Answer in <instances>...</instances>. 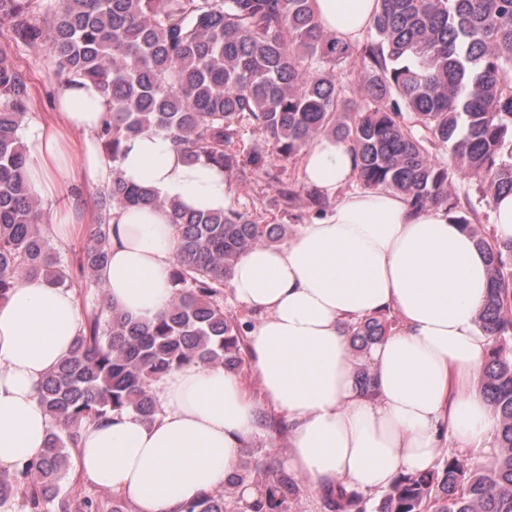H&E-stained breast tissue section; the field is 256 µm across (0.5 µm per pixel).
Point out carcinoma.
<instances>
[{"instance_id":"cac0c4a2","label":"carcinoma","mask_w":512,"mask_h":512,"mask_svg":"<svg viewBox=\"0 0 512 512\" xmlns=\"http://www.w3.org/2000/svg\"><path fill=\"white\" fill-rule=\"evenodd\" d=\"M14 43L43 49L59 85L84 79L110 93L98 143L114 159L147 128L167 132L188 158L229 172L240 159L228 147L246 125L286 160L325 135L352 145L362 187L395 190L415 208L459 213L490 264L480 323L492 344L479 390L496 415L498 455L479 468L450 454L428 472L404 475L374 512H512V239L472 222L453 191V179L463 178L486 197L512 193V0H378L373 32L355 51L321 30L310 0H0V303L33 276L102 293L71 354L41 383L52 421L45 454L0 474V508L104 512L100 501L65 488L75 471L77 430L127 410L153 419V385L185 364L238 373L244 329L224 313L220 297L239 258L280 243L288 225L260 224L233 209L185 210L113 178L102 207L164 209L176 234L170 303L151 321L127 316L112 306L99 276L110 245L107 221L93 225L72 264L50 244L41 200L26 177L20 131L31 97ZM355 52L368 97L361 112L336 78V62ZM445 144L446 163L433 156ZM279 197L288 209L302 199L317 215L329 204L295 181L282 184ZM395 326V316L380 313L351 328L355 357ZM249 485L262 492L250 504L237 497ZM296 490L290 476L247 463L225 484L243 503L240 512H291ZM224 495L206 494L188 512H224ZM326 505L367 512L363 497L340 487Z\"/></svg>"}]
</instances>
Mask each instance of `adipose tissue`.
I'll use <instances>...</instances> for the list:
<instances>
[{"label": "adipose tissue", "instance_id": "adipose-tissue-1", "mask_svg": "<svg viewBox=\"0 0 512 512\" xmlns=\"http://www.w3.org/2000/svg\"><path fill=\"white\" fill-rule=\"evenodd\" d=\"M321 28L346 43L371 26L376 0H312ZM110 106L83 80L60 87L55 123L21 130L27 178L52 208L59 237L84 223L67 203L90 181L113 177L200 211L231 209L235 184L218 166L190 162L164 131L148 128L118 158L97 147ZM82 131L74 145L68 133ZM350 143L314 140L301 156L305 183L332 203L282 246L245 253L227 280L259 319L251 359L268 405L288 422V470L317 491L382 492L400 476L433 468L447 439L459 453L496 451V417L477 385L490 338L479 316L487 261L456 212L413 208L389 189L354 186ZM109 258L100 272L114 306L135 318L162 312L174 293L176 239L167 213L140 206L109 214ZM392 311L397 330L354 359L347 329ZM82 318L72 289L21 281L0 304V470L17 472L45 451L51 419L39 401L44 376L73 347ZM364 363L375 394L356 380ZM159 412L132 411L80 429L75 462L134 512H185L221 490L259 433V408L238 375L189 364L163 377Z\"/></svg>", "mask_w": 512, "mask_h": 512}]
</instances>
